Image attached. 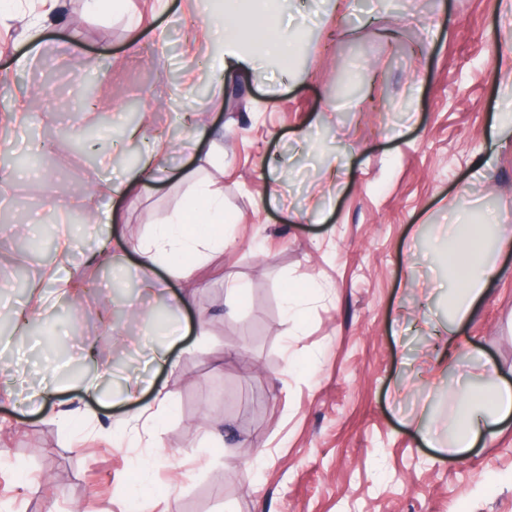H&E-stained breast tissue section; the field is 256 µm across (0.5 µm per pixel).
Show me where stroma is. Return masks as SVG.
I'll use <instances>...</instances> for the list:
<instances>
[{
    "mask_svg": "<svg viewBox=\"0 0 512 512\" xmlns=\"http://www.w3.org/2000/svg\"><path fill=\"white\" fill-rule=\"evenodd\" d=\"M209 11L0 7V312L53 298L25 336L0 321V362L24 381L0 402V512H512V422L465 459L438 449L466 393L489 384L484 364L512 369V250L447 365L431 334L452 316L449 224L462 212L512 222V0H295L270 14L296 33L287 55L231 77L218 74ZM35 32L40 53L16 68ZM136 112L164 139L160 180L137 186L111 228L84 226L86 199L107 202L125 176L115 146ZM104 113L92 160L63 147L43 166L12 164ZM192 167L223 192L233 243L169 278L191 303L169 342L165 301L84 252L117 236L137 260L152 224L186 202L179 176ZM51 198L74 248L28 259L32 285L17 287L15 244L42 237ZM315 202L321 217L293 223ZM49 268L91 277V293L57 295ZM291 284L310 289L294 319ZM143 372L155 381L143 404L174 397L155 431L112 399ZM65 408L77 412L67 426Z\"/></svg>",
    "mask_w": 512,
    "mask_h": 512,
    "instance_id": "obj_1",
    "label": "stroma"
}]
</instances>
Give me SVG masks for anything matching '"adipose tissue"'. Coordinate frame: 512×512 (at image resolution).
Wrapping results in <instances>:
<instances>
[{
  "label": "adipose tissue",
  "mask_w": 512,
  "mask_h": 512,
  "mask_svg": "<svg viewBox=\"0 0 512 512\" xmlns=\"http://www.w3.org/2000/svg\"><path fill=\"white\" fill-rule=\"evenodd\" d=\"M251 21L260 28L262 17L254 0H232V9L217 12L212 24L222 41L224 60L221 72L245 70L253 61L252 55L242 49L241 20ZM126 145L140 150V167L122 182L112 184L110 194L113 205L130 194L137 183L151 176L158 166V145H146L136 134L125 137ZM188 194L195 205L183 209L176 218L156 224L151 244L140 247L135 267L143 294L153 297L167 294L164 283L156 278L157 268L175 272L184 257L195 254L200 243L216 248L231 244L224 233V196L210 184L199 179L196 172L185 173ZM456 247L448 255V265L454 282L452 305L459 315H467L483 297L487 289L501 277L497 256L505 248L512 247V226L502 221L487 224L453 225ZM512 416V387L488 386L470 393L458 415V432L448 444L449 456L464 458L480 438L503 420Z\"/></svg>",
  "instance_id": "1"
}]
</instances>
